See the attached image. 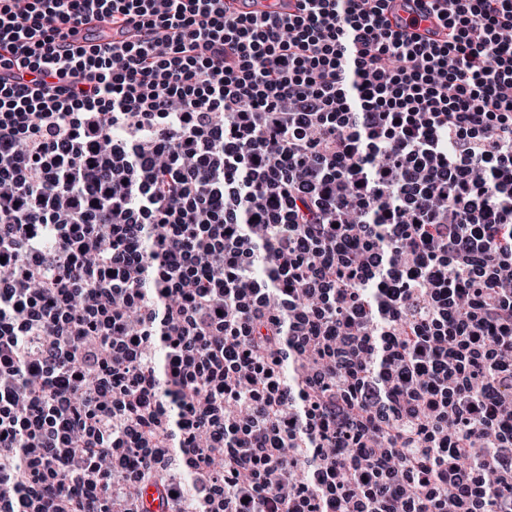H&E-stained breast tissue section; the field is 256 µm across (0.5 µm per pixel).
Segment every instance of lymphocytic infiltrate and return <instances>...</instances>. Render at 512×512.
<instances>
[{"label":"lymphocytic infiltrate","instance_id":"obj_1","mask_svg":"<svg viewBox=\"0 0 512 512\" xmlns=\"http://www.w3.org/2000/svg\"><path fill=\"white\" fill-rule=\"evenodd\" d=\"M224 2L0 0V512H512V0ZM153 362L156 371V382L159 384V396L162 398H166L169 390V380H170V362L168 350L165 345V341L162 338H159L157 347L155 348L153 354Z\"/></svg>","mask_w":512,"mask_h":512}]
</instances>
